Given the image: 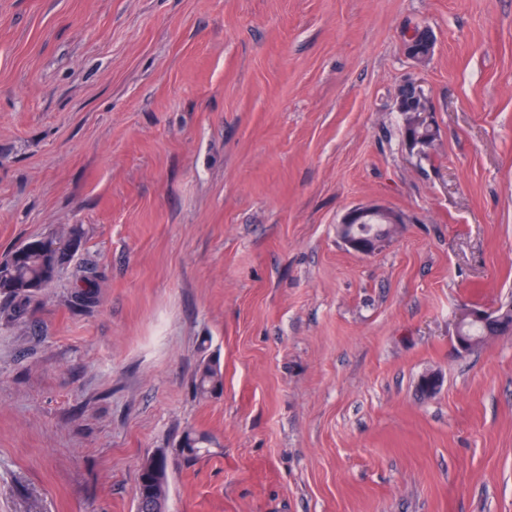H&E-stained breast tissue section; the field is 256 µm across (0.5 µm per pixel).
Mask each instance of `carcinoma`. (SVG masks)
Instances as JSON below:
<instances>
[{
    "label": "carcinoma",
    "instance_id": "carcinoma-1",
    "mask_svg": "<svg viewBox=\"0 0 512 512\" xmlns=\"http://www.w3.org/2000/svg\"><path fill=\"white\" fill-rule=\"evenodd\" d=\"M63 265L62 251L45 247L41 239H30L0 260V293L27 300L57 278ZM221 386L222 374L217 364L202 362L194 379L195 394L206 398ZM207 445L205 436L189 431L179 440L177 453L187 461L195 460L208 452ZM167 470L168 459L163 453L142 462L138 474L139 512H153L167 504Z\"/></svg>",
    "mask_w": 512,
    "mask_h": 512
}]
</instances>
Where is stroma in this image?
<instances>
[{
  "mask_svg": "<svg viewBox=\"0 0 512 512\" xmlns=\"http://www.w3.org/2000/svg\"><path fill=\"white\" fill-rule=\"evenodd\" d=\"M368 204L404 222L361 255ZM31 238L67 257L0 295V512H135L159 452L169 512H512V334L453 340L512 299V0H0V258ZM419 111L420 112H407L404 122V129L408 134L406 142L409 147H414L417 150L427 147L428 139L423 137V131L425 137L430 139L436 137L438 133L436 127H427L425 129L428 124L434 126L431 120V113L425 111L421 106L419 107ZM402 216L384 206L369 204L358 206L349 210L342 220L341 238L344 244L354 252L367 254L377 249L384 237L375 234L362 235L359 232L362 224H377L372 229L379 232L381 224H403ZM499 317L495 311L487 312L476 307H464L460 310L458 315V324L455 340V349L458 353H465L471 351L480 339H488L495 336H487V331L484 325H476L471 327L468 332L471 336H465L461 331V328L468 324L475 322L486 323L489 320H494ZM473 336H484L482 338H476ZM222 384V374L217 364L210 360L203 361L194 379L195 394L206 398L220 388ZM208 440L195 432L185 433L178 443L177 453L187 461L195 460L208 453Z\"/></svg>",
  "mask_w": 512,
  "mask_h": 512,
  "instance_id": "stroma-1",
  "label": "stroma"
}]
</instances>
